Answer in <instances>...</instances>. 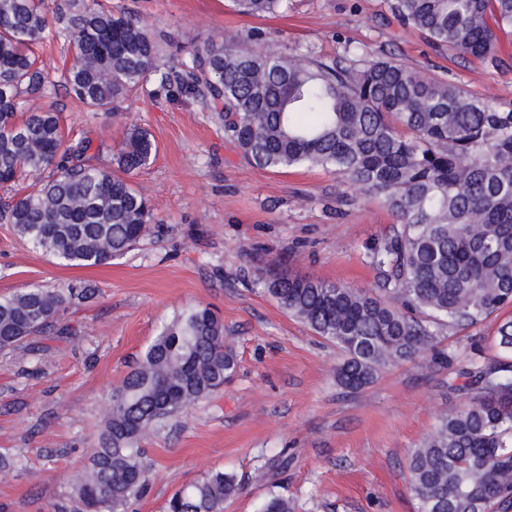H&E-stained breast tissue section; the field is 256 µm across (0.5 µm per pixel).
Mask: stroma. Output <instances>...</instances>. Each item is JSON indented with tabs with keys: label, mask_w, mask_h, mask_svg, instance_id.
<instances>
[{
	"label": "stroma",
	"mask_w": 512,
	"mask_h": 512,
	"mask_svg": "<svg viewBox=\"0 0 512 512\" xmlns=\"http://www.w3.org/2000/svg\"><path fill=\"white\" fill-rule=\"evenodd\" d=\"M103 2L140 20L171 61L228 31L329 59L350 42L512 107V36L499 43L504 66L463 60L403 25L392 0H288L263 18L240 14L232 0ZM39 56L47 101L70 139L91 141L94 162L109 159L127 122L155 139V161L133 178L150 200L152 232L111 264L80 268L0 223V294L31 285L93 291L66 308L59 330L0 352V454L15 462L0 475V512H78L71 481L98 444L113 389L174 314L199 303L223 318L237 370L222 390L152 428L142 443L149 489L129 512H164L176 491L217 470L241 485L224 512H262L274 496L293 512H417L410 453L442 412L470 402L455 389L458 374L498 357L494 339L512 307L468 329L440 328L422 357L344 388L342 349L265 293L260 270L279 258L293 275L376 288L382 274L370 250L394 222L381 201L320 168L248 163L217 113L152 80L117 115L84 106L65 88L69 40L57 24Z\"/></svg>",
	"instance_id": "stroma-1"
}]
</instances>
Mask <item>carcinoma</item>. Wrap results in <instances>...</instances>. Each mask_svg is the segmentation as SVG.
<instances>
[{"mask_svg": "<svg viewBox=\"0 0 512 512\" xmlns=\"http://www.w3.org/2000/svg\"><path fill=\"white\" fill-rule=\"evenodd\" d=\"M251 16L287 0H234ZM399 20L435 48L501 64L497 38L512 33V0H393ZM72 48L68 92L103 112L154 77L222 113L224 134L252 164L322 168L379 198L394 217L371 252L378 289L261 269L280 307L345 353L343 387L370 384L390 364L425 353L434 326L466 328L512 306V110H500L392 58L361 65L311 51L284 55L236 33L190 48L171 65L148 30L98 0H0V187L13 191L0 220L71 267H98L149 232V205L132 178L156 158L130 123L108 166L91 144L67 140L34 47L50 20ZM37 178V189L17 186ZM73 293L39 286L0 296V351L59 322ZM504 357L460 371L469 405L443 414L408 463L418 512H512V319L497 330ZM224 322L208 306L175 314L112 392L98 445L72 482L83 512H125L149 469L140 441L156 422L215 393L236 371ZM239 491L217 471L171 496L165 512H224Z\"/></svg>", "mask_w": 512, "mask_h": 512, "instance_id": "cac0c4a2", "label": "carcinoma"}]
</instances>
